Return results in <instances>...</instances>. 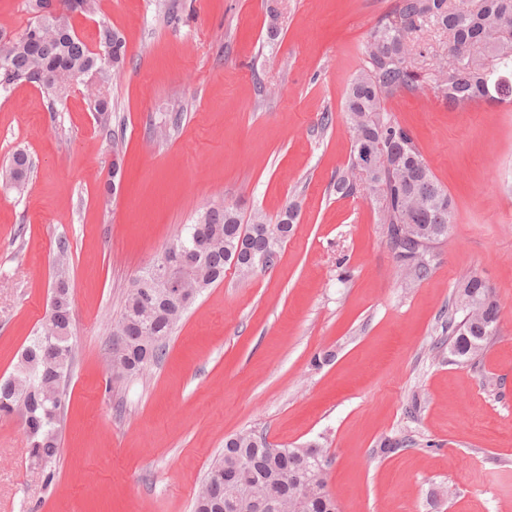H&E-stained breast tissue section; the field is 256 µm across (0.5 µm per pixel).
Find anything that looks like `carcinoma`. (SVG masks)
<instances>
[{"instance_id": "cac0c4a2", "label": "carcinoma", "mask_w": 512, "mask_h": 512, "mask_svg": "<svg viewBox=\"0 0 512 512\" xmlns=\"http://www.w3.org/2000/svg\"><path fill=\"white\" fill-rule=\"evenodd\" d=\"M27 0L32 18L16 35L0 32V91L37 79L54 77L45 86L53 96L64 97L73 80L103 69L105 84L87 86L100 124L110 121L111 104L105 93L112 74L121 68L127 55L124 37L104 26L99 31V49L91 50L76 34L69 0L58 15L40 13V3ZM430 23L448 35V58L430 77L421 74L411 61L409 34ZM480 47L493 58L484 66L472 54ZM365 63L351 79L345 96V112L352 132L349 166L336 179V192L354 196L365 186L381 197L379 223L405 277L425 278L430 271L427 255L448 236L453 219V203L436 180L409 130L384 109V102L397 95L415 94L426 81L448 104L464 107L472 102H512V0H396L394 9L372 28L364 47ZM381 146L384 160L374 170L355 172L359 147ZM31 171V161L15 152L0 169V185L23 191ZM297 207L290 203L275 223L257 214L243 222L237 209L211 206L188 224L163 251L161 258L171 265L191 270L190 285L195 296L224 280L241 230L251 232L240 253V262H256L246 274L270 267L285 240L293 232ZM405 224L423 229V239L414 244L397 239ZM267 257L264 264L257 261ZM53 291L61 292L63 304L56 316H43L30 337L12 374L0 380V414L21 415L27 432V456L40 467L48 483L60 457L59 424L68 407L63 381L70 374L72 300L68 245L59 243ZM461 321L448 318L450 353L463 363L481 358L497 334L499 307L489 287L470 277L458 285L453 301ZM188 307L180 305L165 281L145 268L128 290L122 316L112 327V335L123 343L121 377L142 373L163 355ZM261 435L242 431L224 439V451L210 468L195 498L194 512H251L249 499L257 495L288 497V512H338L335 498L326 490L325 449L277 448L268 442L254 446ZM236 470L241 484L233 489L224 483V471Z\"/></svg>"}]
</instances>
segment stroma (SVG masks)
Listing matches in <instances>:
<instances>
[{
  "label": "stroma",
  "instance_id": "35a3bbf8",
  "mask_svg": "<svg viewBox=\"0 0 512 512\" xmlns=\"http://www.w3.org/2000/svg\"><path fill=\"white\" fill-rule=\"evenodd\" d=\"M395 3L100 0L72 24L92 45L104 24L127 41L109 126L81 82L62 99L27 83L0 94V165L32 161L24 191L0 187V378L45 313L62 241L74 350L52 483L21 416L0 414V512H192L242 430L323 444L339 512H512V104L456 109L429 85L385 101L454 202L421 281L402 275L373 197L333 188L347 84ZM289 202L300 215L273 266L227 269L159 362L113 377L126 292L184 225L214 204L273 220ZM471 275L499 305L476 364L448 350V304ZM387 437L412 445L383 457Z\"/></svg>",
  "mask_w": 512,
  "mask_h": 512
}]
</instances>
